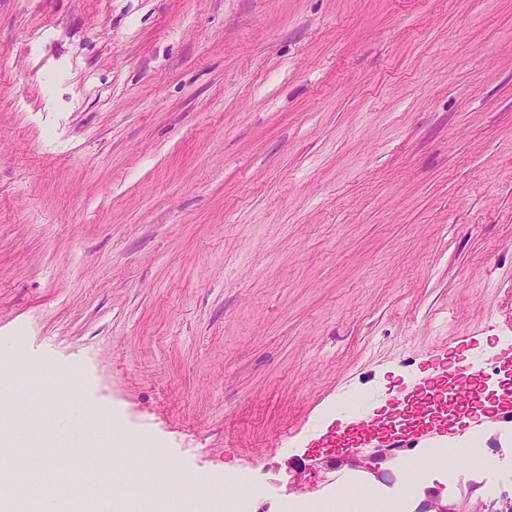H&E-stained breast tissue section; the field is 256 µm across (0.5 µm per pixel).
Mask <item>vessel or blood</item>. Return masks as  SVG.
<instances>
[{"mask_svg":"<svg viewBox=\"0 0 512 512\" xmlns=\"http://www.w3.org/2000/svg\"><path fill=\"white\" fill-rule=\"evenodd\" d=\"M498 372L507 380L506 391L487 396L482 375L464 358L435 364V374L420 391L406 395L392 406L389 416L380 421L351 418L335 438L325 440L328 448H372L388 440L396 429L418 428L440 433L447 431L449 417H473L492 401L499 414L512 415V352L494 358Z\"/></svg>","mask_w":512,"mask_h":512,"instance_id":"obj_1","label":"vessel or blood"}]
</instances>
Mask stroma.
<instances>
[{
  "instance_id": "35a3bbf8",
  "label": "stroma",
  "mask_w": 512,
  "mask_h": 512,
  "mask_svg": "<svg viewBox=\"0 0 512 512\" xmlns=\"http://www.w3.org/2000/svg\"><path fill=\"white\" fill-rule=\"evenodd\" d=\"M0 429L95 410L196 495L282 512L434 359L512 347V0H0ZM250 484V495L248 498H241L239 496L225 499L213 501L210 503L208 510L211 511L213 508H217L220 506L221 501H223L222 506L224 507L225 512H250L251 509L249 507V500L259 496L263 492V488L254 482H249Z\"/></svg>"
}]
</instances>
